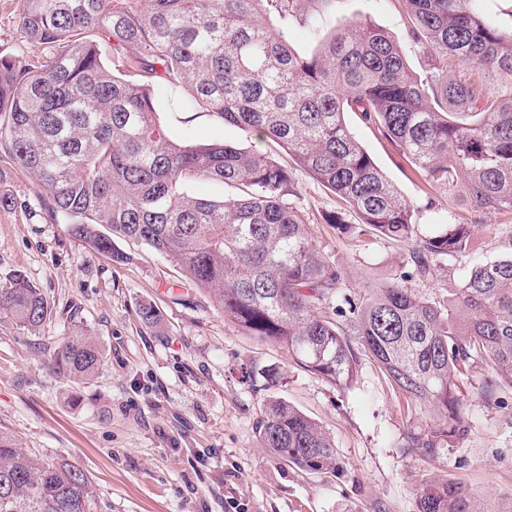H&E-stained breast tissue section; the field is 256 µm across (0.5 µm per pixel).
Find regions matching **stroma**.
I'll return each mask as SVG.
<instances>
[{"label":"stroma","mask_w":512,"mask_h":512,"mask_svg":"<svg viewBox=\"0 0 512 512\" xmlns=\"http://www.w3.org/2000/svg\"><path fill=\"white\" fill-rule=\"evenodd\" d=\"M20 0H0V52L28 62L39 49L19 27ZM370 20L401 41L414 71L420 47L405 39L400 0H336L324 31ZM170 135L187 144L228 140L265 150L256 134L216 122L204 112H178L160 98ZM355 137L427 227L464 222L478 227L476 251L457 256L447 272L417 283L446 301L473 263L512 255V212H471L444 189L430 188L375 126L346 116ZM297 203L309 230L336 262L347 286L393 281L407 270L410 245L339 232L330 222L357 215L304 172L295 174ZM0 283L24 274L50 302L51 322L32 333L0 319V432L48 459H66L95 488L91 512H416V493L434 477L462 484L492 512L512 502V388L500 405L483 400L482 370L460 380L468 426L460 440L422 456L408 447L413 431L430 430L427 408L408 410L369 358L356 384L340 389L302 369L287 351L247 336L224 321L217 304L183 278L170 258L118 241L123 264L92 255L68 224L48 219L42 191L0 151ZM154 306L157 326L142 305ZM80 325L95 336L105 361L92 378H67L51 365L55 348ZM280 398L330 434L334 470L311 473L273 459L255 435L269 400Z\"/></svg>","instance_id":"1"}]
</instances>
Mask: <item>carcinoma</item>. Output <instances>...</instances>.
Masks as SVG:
<instances>
[{
  "label": "carcinoma",
  "instance_id": "obj_1",
  "mask_svg": "<svg viewBox=\"0 0 512 512\" xmlns=\"http://www.w3.org/2000/svg\"><path fill=\"white\" fill-rule=\"evenodd\" d=\"M334 2L21 0V27L43 56L22 66L0 53V148L93 253L122 264L116 241L128 240L170 257L225 323L339 388L356 382L365 353L407 406L436 412V426L408 440L432 456L467 431L456 378L484 369L489 404L498 387H512V257L473 266L446 305L408 287L475 250L474 225L422 234L418 208L345 114L376 125L430 187L461 185L471 209L512 211V26L486 20L480 0H404L407 35L429 52L420 77L396 38L368 21L321 35L316 17ZM293 19L318 37L314 53L292 47ZM456 67L467 75L448 77ZM160 94L276 144L358 215L354 233L415 243L408 270L348 289L294 203L293 168L233 142L174 140ZM191 180L235 196H192ZM51 314L24 275L0 284V319L33 331ZM102 361L83 333L53 352L55 369L71 378H91ZM256 435L277 460L336 468L323 427L283 400L266 405ZM93 497L74 463L33 457L0 432V512H91ZM417 512L491 510L462 485L429 480Z\"/></svg>",
  "mask_w": 512,
  "mask_h": 512
}]
</instances>
